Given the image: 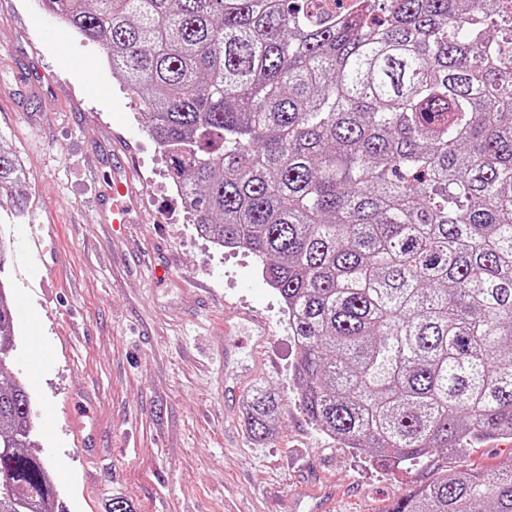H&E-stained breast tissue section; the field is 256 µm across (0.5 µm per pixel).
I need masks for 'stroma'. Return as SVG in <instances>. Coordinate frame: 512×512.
Segmentation results:
<instances>
[{
    "label": "stroma",
    "instance_id": "obj_1",
    "mask_svg": "<svg viewBox=\"0 0 512 512\" xmlns=\"http://www.w3.org/2000/svg\"><path fill=\"white\" fill-rule=\"evenodd\" d=\"M40 0H0V146L28 167L26 211L0 198L10 243L0 282L32 327H16L11 376L54 406L36 450L66 464L69 512H291L292 497L335 512H386L445 468L494 472L512 446L394 466L347 448L300 405L299 349L278 293L250 252L216 250L172 194L169 167L102 47L53 35ZM131 187L130 224L112 225L113 176ZM166 267L167 278L154 270ZM264 316L246 388L271 387L285 413L263 444L224 419V307ZM97 454L76 455L87 437Z\"/></svg>",
    "mask_w": 512,
    "mask_h": 512
}]
</instances>
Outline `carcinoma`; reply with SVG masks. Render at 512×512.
<instances>
[{
  "label": "carcinoma",
  "mask_w": 512,
  "mask_h": 512,
  "mask_svg": "<svg viewBox=\"0 0 512 512\" xmlns=\"http://www.w3.org/2000/svg\"><path fill=\"white\" fill-rule=\"evenodd\" d=\"M136 94L197 232L280 294L308 417L401 465L512 437V15L498 0H44ZM28 179L0 148V195ZM14 316L0 282V375ZM283 406L244 399L258 442ZM0 382V512H66ZM386 512H512V463Z\"/></svg>",
  "instance_id": "cac0c4a2"
}]
</instances>
